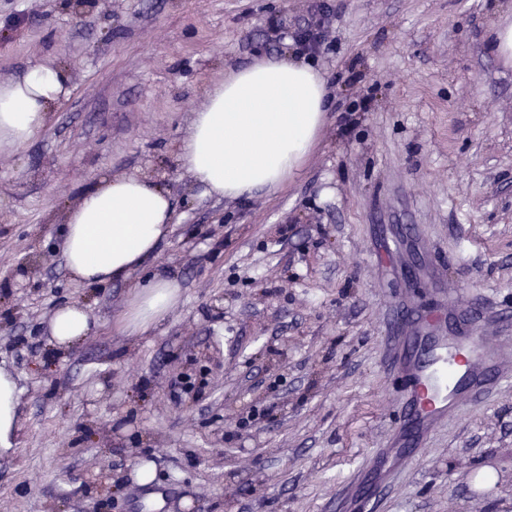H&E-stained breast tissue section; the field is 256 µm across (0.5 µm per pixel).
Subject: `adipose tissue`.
<instances>
[{
  "label": "adipose tissue",
  "mask_w": 512,
  "mask_h": 512,
  "mask_svg": "<svg viewBox=\"0 0 512 512\" xmlns=\"http://www.w3.org/2000/svg\"><path fill=\"white\" fill-rule=\"evenodd\" d=\"M70 84L69 70L48 61L0 81V150L24 146L44 128ZM327 110L325 81L310 62L293 55L256 59L207 90L180 144V162L206 195L236 199L278 188L307 161ZM173 221L169 192L140 176L100 178L66 213L63 256L74 278L103 286L145 271L123 316L131 333L155 326L178 301L175 276L145 270ZM91 327L79 304L60 305L49 320L62 349Z\"/></svg>",
  "instance_id": "1"
}]
</instances>
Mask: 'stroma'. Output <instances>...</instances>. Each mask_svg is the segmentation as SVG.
I'll list each match as a JSON object with an SVG mask.
<instances>
[{"mask_svg":"<svg viewBox=\"0 0 512 512\" xmlns=\"http://www.w3.org/2000/svg\"><path fill=\"white\" fill-rule=\"evenodd\" d=\"M309 55L331 109L283 188L202 194L178 163L207 88ZM512 0H0V81L50 57L69 94L0 153V369L19 389L0 512H356L352 478L405 400L393 320L441 298L512 322ZM169 188L146 264L179 299L150 333L128 282L73 279L66 209L103 176ZM94 327L59 352L48 322ZM151 466L155 479L141 484ZM377 512H512V385L449 416ZM89 311L80 304H62L49 320V336L61 349H68L84 339L92 327Z\"/></svg>","mask_w":512,"mask_h":512,"instance_id":"obj_1","label":"stroma"}]
</instances>
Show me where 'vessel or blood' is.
I'll use <instances>...</instances> for the list:
<instances>
[{"label":"vessel or blood","mask_w":512,"mask_h":512,"mask_svg":"<svg viewBox=\"0 0 512 512\" xmlns=\"http://www.w3.org/2000/svg\"><path fill=\"white\" fill-rule=\"evenodd\" d=\"M506 338L501 327H487L446 302L397 332L394 360L409 398L389 447L353 481L360 512H372L375 491L418 464L419 448L460 405L512 380V365L501 354Z\"/></svg>","instance_id":"obj_1"}]
</instances>
